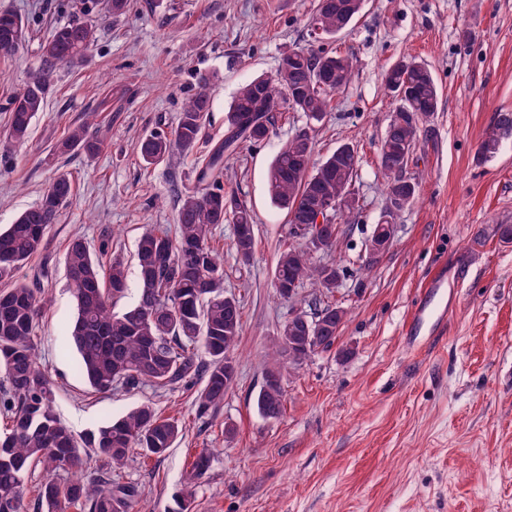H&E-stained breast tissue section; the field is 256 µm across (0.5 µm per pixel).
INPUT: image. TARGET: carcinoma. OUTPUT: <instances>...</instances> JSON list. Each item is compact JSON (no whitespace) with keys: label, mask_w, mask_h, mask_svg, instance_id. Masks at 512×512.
<instances>
[{"label":"carcinoma","mask_w":512,"mask_h":512,"mask_svg":"<svg viewBox=\"0 0 512 512\" xmlns=\"http://www.w3.org/2000/svg\"><path fill=\"white\" fill-rule=\"evenodd\" d=\"M364 0H315L310 34L315 44L291 51L272 75L251 79L237 91L226 115L224 140L217 142L197 171L200 186L182 194L177 225L146 230L136 246L139 291L125 310H112V299L126 289V265L118 256L106 265L81 237L69 240L65 266L77 303L71 336L77 351L75 373L98 393L119 386L148 383L171 387L200 378L203 388L195 397L197 413L204 416L224 404L234 385L224 360H235L242 331L239 301L224 291V261L212 245L213 230L234 225V248L248 264L255 251L254 218L234 191L220 183L224 157L244 143L270 138L278 114L300 112L319 123L330 110L336 92L354 77L353 57L326 47V41L344 33L363 7ZM15 40L12 52L23 48L27 27L21 17L0 12V44ZM92 26L69 22L56 27L40 46V64L24 87L9 102L10 122L4 136L23 143L36 115L43 111L52 78L62 64L81 63L94 45ZM387 91L397 101L380 142L379 161L389 201L382 223H393L394 213L412 205L418 185L406 176L421 124L438 110L439 92L430 70L415 60H399L384 75ZM210 96L201 86L184 105L175 128L155 131L135 146L142 161L160 163L178 151L190 156L205 139ZM512 137V113H499L481 139L477 154L484 161L495 157L501 143ZM105 148V138L82 124L72 128L59 145L63 153L79 151L89 158ZM359 157L354 145L343 143L318 167H313L310 135L300 131L284 144L268 172L271 200L286 211L289 244L281 250L272 272L276 293L297 290L309 283L318 298V318L312 335L295 319L288 330V345L278 344L265 372L256 406L262 417L279 418L285 408L283 365L297 367L318 350L331 348L339 337L348 310L328 302L347 269L331 263L326 271L302 233L315 228L328 254L336 249L339 227L332 220L316 227L319 206L326 200L350 197L340 219L355 222L360 210L354 183ZM72 195L65 174L53 178L41 200L0 231V416L7 420L0 431V512H24L25 481L38 469L42 480L37 500L45 512H134L139 492L117 479L131 449L160 458L183 431L178 422L161 417L145 402L122 417L76 434L64 426L54 410V389L38 362L36 320L41 309V288L14 280L16 271L42 249L45 235L56 223L60 209ZM98 466L89 470L86 462ZM210 455L199 454L183 477L169 512L194 510V487L208 471Z\"/></svg>","instance_id":"carcinoma-1"}]
</instances>
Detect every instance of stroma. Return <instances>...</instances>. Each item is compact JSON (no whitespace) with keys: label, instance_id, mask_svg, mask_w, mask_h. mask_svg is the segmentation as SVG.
Here are the masks:
<instances>
[{"label":"stroma","instance_id":"stroma-1","mask_svg":"<svg viewBox=\"0 0 512 512\" xmlns=\"http://www.w3.org/2000/svg\"><path fill=\"white\" fill-rule=\"evenodd\" d=\"M311 8L312 0H132L115 16L105 0H0V11H15L28 28L23 49L0 54V134L11 97L38 68L54 27L76 20L96 30L84 61L57 71L28 140L0 137V229L35 206L56 175L73 184L42 251L16 273L30 284L48 275L35 342L55 384V412L80 432L150 401L183 425L164 458L134 451L122 471L147 512H168L204 450L211 464L195 487V512H512V241L498 234L512 224V138L489 161L476 154L497 114L512 113V0H365L335 41L353 53L355 76L312 136L315 161L343 143L360 159L361 209L330 255L347 269L334 300L348 316L333 347L284 371L280 418H263L255 397L281 325L307 307L312 289L302 285L288 301L272 286L287 217L268 194L267 173L280 147L305 128L299 112L284 113L267 141L243 145L224 162L222 184L254 216L256 252L242 264L233 225L216 227L213 244L224 257L226 290L240 301L242 333L237 380L214 416L196 414L197 380L101 395L73 371L69 240L82 236L92 251L104 247L124 260L127 291L115 307L131 305L138 237L148 226L175 224L176 194L195 187V160L223 138L233 95L307 45ZM403 58L432 71L441 103L407 167L419 197L396 217L387 253L365 271V245L388 207L378 148L396 102L383 75ZM204 79L206 143L196 157L145 164L138 141L173 129ZM90 114L107 139L103 152L92 159L59 152ZM441 270L454 312L444 331L411 345L407 322ZM228 424L235 427L229 438Z\"/></svg>","mask_w":512,"mask_h":512}]
</instances>
